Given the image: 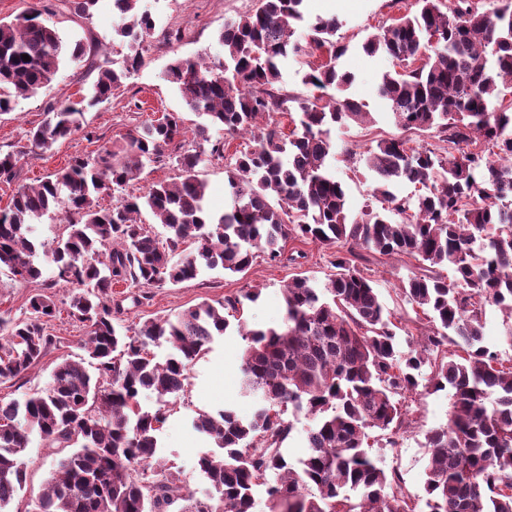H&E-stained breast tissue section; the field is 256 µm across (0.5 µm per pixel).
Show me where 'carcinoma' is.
Segmentation results:
<instances>
[{
  "mask_svg": "<svg viewBox=\"0 0 512 512\" xmlns=\"http://www.w3.org/2000/svg\"><path fill=\"white\" fill-rule=\"evenodd\" d=\"M139 0H115L118 33L131 53L124 68L96 65L92 99L103 102L143 64L156 25ZM305 0H258L218 34L224 60L173 58L165 69L186 106L203 116L189 141L181 113L168 112L142 131L112 140L104 154L75 157L36 185L22 184L0 209V272L20 283L42 272L35 261L33 225L63 213L50 261L58 280L74 286L69 313L82 324L86 357L64 358L47 386L23 401L0 400V512L24 490L25 451L37 434L50 447L69 448L48 482L37 512H254L264 488L270 512H417L402 477L374 459L369 433L401 429L402 400L427 375L430 388L450 389L448 423L426 434L428 460L422 512H512V365L482 345L485 306L512 314V0L491 11L475 0H416L404 14L361 44L384 53L406 71L386 72L378 91L404 131H422L448 144L443 155L410 147L401 136L383 138L365 164L377 175L370 204L353 215L343 184L331 169V128L365 122L368 113L343 96L352 73L338 61L347 45L336 39L334 18L307 21ZM35 9L0 20V112L19 96L47 86L63 58L55 24ZM28 55L25 61L22 55ZM309 64L316 93H280V65L288 56ZM295 114L286 132L273 114ZM249 134L256 145L224 166L231 201L214 215L199 177L203 156L224 158L226 141ZM85 130L83 112L51 107L29 132L47 150ZM476 138L486 154L467 149ZM211 144L205 150L202 143ZM23 151L0 154V178L10 182ZM173 160L175 182L155 183L139 196L98 204L107 189L119 193L151 163ZM419 184L425 192L398 197L392 187ZM148 211L165 229L162 239L137 220ZM336 250L335 273L318 283L293 278L284 288L281 323L258 329L237 325L247 345L242 385L261 396L251 418L226 408L193 420L218 451L196 467L213 492L201 498L157 455V432L169 405L185 387L194 362L230 326L224 310L242 299L203 301L175 317L147 320L118 331L113 285L150 288L196 279L205 269L246 271L258 254L281 261L291 239ZM195 245L185 253L184 245ZM408 256L418 263L402 293L429 326L396 348V328L377 288L355 264L364 254ZM452 267L454 279L440 268ZM29 316H0V381L12 380L47 354L55 337L53 295L29 297ZM156 396L141 404V394ZM314 420L307 451L292 460L283 444L293 423L287 410Z\"/></svg>",
  "mask_w": 512,
  "mask_h": 512,
  "instance_id": "1",
  "label": "carcinoma"
}]
</instances>
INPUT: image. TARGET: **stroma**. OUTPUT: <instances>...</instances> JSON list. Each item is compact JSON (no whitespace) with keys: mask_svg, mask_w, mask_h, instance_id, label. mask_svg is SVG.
<instances>
[{"mask_svg":"<svg viewBox=\"0 0 512 512\" xmlns=\"http://www.w3.org/2000/svg\"><path fill=\"white\" fill-rule=\"evenodd\" d=\"M257 0H140V9L151 13L156 22V36L146 54L145 64L128 78L124 85L108 100L86 108V132H79L58 141L51 149L41 150L28 146L27 133L44 118L47 109L62 103H78L89 98L98 72L85 63L63 60L52 82L36 95L18 99L12 112L0 115V154L24 150L17 165L13 183L0 182V208L7 207L17 185L33 184L55 170L65 167L76 156L94 157L113 139L129 131L157 121L164 113L179 112L188 131H195L199 117L188 110L173 86L161 77L174 56L202 57L220 60L224 48L217 40L225 19L252 9ZM53 12L64 43L82 41L97 50L99 59L110 67L121 68L128 52L126 44L116 34L118 16L113 0H96L90 18L84 19L73 10L62 8L58 0H0V19L12 20L30 8ZM415 0H306L309 17L333 16L340 23L338 31L348 50L340 59L341 68L350 71L354 81L346 94L362 104L368 112L367 122L334 127L331 137L337 149H350L357 162L344 158L332 162V170L347 194L351 212H359L368 201L377 182L376 174L364 163L367 151L378 139L400 135L401 129L386 100L377 93L381 76L394 70L393 60L384 54L369 55L362 51L361 43L375 28L390 18L414 11ZM181 30L178 40H165L168 31ZM292 248L303 251L298 263L272 262L266 257L255 259L245 272L227 274L207 271L196 279L178 284H164L149 288V301L141 305L129 302V288L114 286L112 296L123 301L125 312L120 315V326H135L142 322L176 314L208 301L216 303L224 297L240 295L244 298L242 319L248 328L275 325L284 316L283 290L294 276L306 275L324 281L332 273L335 259L331 250L313 243L292 241ZM358 266L370 278L379 292L386 313L408 317L413 310L406 303L401 285L414 271L413 259H397L380 255L359 261ZM55 267L43 263L42 278L54 281L53 293L62 311L49 322L47 331L57 339L55 349L25 372L21 378L0 383V399H23L34 390L43 388L55 364L64 358H83V329L63 309L72 287L54 280ZM255 293V300H246V293ZM512 318L497 306L487 305L482 343L497 352L502 359H512ZM245 340L236 327L216 337L206 355L191 367L183 391L171 406L168 419L158 434L160 457L172 471L178 472L183 483L198 493L210 492L211 487L196 468L198 456L211 450L212 441L194 430L192 422L200 414H217L232 407L238 416L251 418L258 407L256 399L242 389V353ZM449 391L419 388L410 395L408 421L398 432L395 445H388L379 431H372L370 442L380 467L398 470L404 480L406 493L423 498L424 469L427 463L425 434L443 426L450 410ZM64 449L50 448L33 442L26 452L27 483L12 508L14 512H35L39 498Z\"/></svg>","mask_w":512,"mask_h":512,"instance_id":"35a3bbf8","label":"stroma"}]
</instances>
